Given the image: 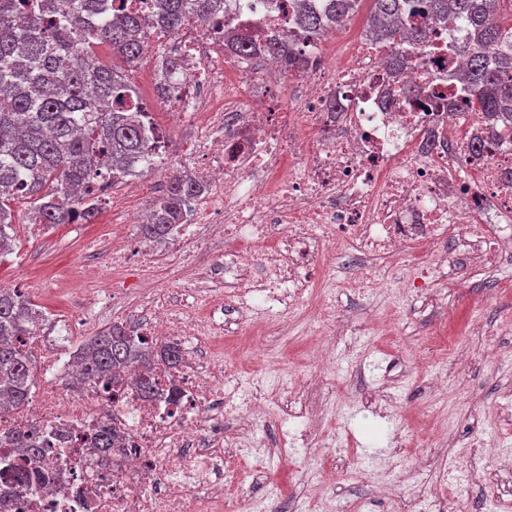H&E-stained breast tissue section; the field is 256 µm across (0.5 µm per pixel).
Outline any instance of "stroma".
Segmentation results:
<instances>
[{"mask_svg":"<svg viewBox=\"0 0 512 512\" xmlns=\"http://www.w3.org/2000/svg\"><path fill=\"white\" fill-rule=\"evenodd\" d=\"M371 7V0H362L349 26L328 36L323 44L324 54L336 65L344 64L349 42L360 39ZM166 182V173L159 171L147 175L136 192L114 189L110 205L97 218L98 224H109L126 235L140 237L139 225L126 223L125 217L131 211L148 208ZM224 248V241H211L190 263L183 255H172L169 266L158 273L161 288L167 289L171 300H178L181 289L194 284L193 264L219 256ZM110 250L109 239L96 227L79 229L59 224L35 231L23 226L13 253L0 257V281L29 292L46 312L78 320L83 316V295L104 268ZM429 281L432 302L424 306L414 293L404 294L396 303L402 315L400 326L383 331L376 330L374 324L386 309L385 298L342 288L335 291V317L337 322L347 323V338L356 355L340 358L333 391L328 396L336 433L333 495L339 500L363 502L364 512H414L418 499L425 512H495L488 491L489 472L482 468L459 473L455 486L442 495H431L428 487L421 485L410 499L377 497L373 486L357 477L358 472L381 467L396 475L412 464L435 469L442 453L417 432L422 413L435 407L446 408L452 420L453 450L477 447L482 439L512 449V425L491 424L477 431L471 416L475 407L502 404L505 387L512 385V262L483 283L474 279L452 288L436 271L431 272ZM452 311L464 320L480 317L488 324L490 336L461 337L462 351L455 356L415 360L404 353L408 343L438 347L447 341L448 314ZM298 334L291 344L271 328L234 342L218 335L208 349L216 355L229 353L235 368L254 379L259 377L260 368L252 351L260 349L281 356L298 377L295 396L305 399L309 396L302 379L307 371L306 328H299ZM429 370L443 372L447 388H418V375ZM392 379L400 382V395L392 408L375 409L363 404L362 395L385 392ZM398 436L405 438V447H396L394 439ZM316 460V449L301 446L289 447L283 459L260 455L259 462L268 476L263 493L266 512H299Z\"/></svg>","mask_w":512,"mask_h":512,"instance_id":"35a3bbf8","label":"stroma"}]
</instances>
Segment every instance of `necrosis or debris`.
<instances>
[{"mask_svg": "<svg viewBox=\"0 0 512 512\" xmlns=\"http://www.w3.org/2000/svg\"><path fill=\"white\" fill-rule=\"evenodd\" d=\"M324 0H225L218 24L255 35L259 53L205 39L197 26L149 32L147 57L179 63L162 106L177 122L209 110L218 136L198 149L206 189L190 203L172 241L202 250L215 230L233 247L210 275L225 281L224 324L200 318L194 305L171 306L155 287L167 251L124 238L110 270L137 261L153 310L142 335L177 342L182 365L156 364L155 396L126 386L110 399L60 384L76 373L56 348L52 329L35 336L43 349L41 388L25 415H0V443L36 422L64 475L60 484L30 486L9 497L6 512H259V480L243 486L232 464L258 445L252 416L269 414L272 396L245 394L246 411L228 399L221 360L202 357L197 341L212 332L276 324L283 335L304 322L331 323L333 298L324 283L335 256L355 255L363 270L344 287L375 293L377 262L399 265L423 254L436 267L495 271L512 256V129H488L463 112L467 32L461 21L431 27L402 69L386 63L389 47L360 41L354 63L336 67L307 38L297 17ZM278 43L269 55L264 47ZM236 413L228 429L224 416ZM107 428L118 448L89 447L85 433Z\"/></svg>", "mask_w": 512, "mask_h": 512, "instance_id": "1", "label": "necrosis or debris"}]
</instances>
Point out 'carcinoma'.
<instances>
[{"label": "carcinoma", "instance_id": "obj_1", "mask_svg": "<svg viewBox=\"0 0 512 512\" xmlns=\"http://www.w3.org/2000/svg\"><path fill=\"white\" fill-rule=\"evenodd\" d=\"M361 0H326L322 10L306 8L298 24L322 38L343 26ZM366 32L379 44L397 41L396 19L425 13L434 23L461 20L468 31L464 107L481 119L512 123V26L497 23L500 0H371ZM147 23L116 0H0V256L16 241L18 220L10 203L33 200L32 224H70L74 216L91 224L101 212L94 195L114 170L131 175L151 166L152 147L141 124V99L124 72L102 66L88 55L95 41L109 44L131 66L142 54L148 30L175 32L193 18L208 24L224 11V0H155ZM429 38V29L407 30V50H394L389 62L403 66ZM84 63L74 61L75 53ZM203 190L199 178L173 173L165 191L150 205L141 231L149 240L167 238L184 224L188 203ZM41 307L16 288H0V413L29 403L36 366L25 337L42 320ZM83 372L75 383L113 395L112 381L136 371L132 383L149 395L150 371L157 361L182 363L177 344L155 346L135 327L114 323L77 346ZM6 444L17 492L30 481L54 482L60 474L40 466L46 448L39 428L27 423Z\"/></svg>", "mask_w": 512, "mask_h": 512}]
</instances>
